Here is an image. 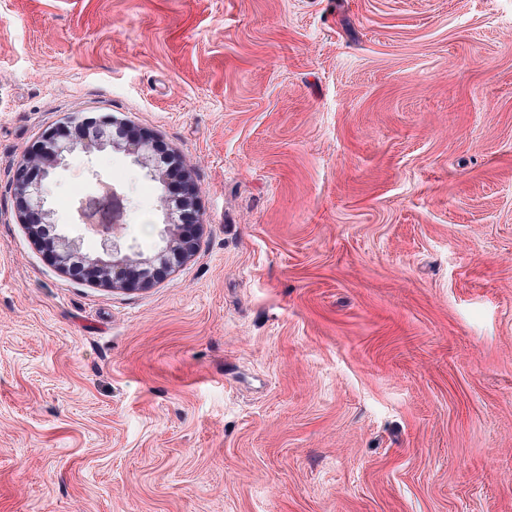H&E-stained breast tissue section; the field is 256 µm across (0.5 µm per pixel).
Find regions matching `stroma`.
I'll return each mask as SVG.
<instances>
[{
	"label": "stroma",
	"mask_w": 512,
	"mask_h": 512,
	"mask_svg": "<svg viewBox=\"0 0 512 512\" xmlns=\"http://www.w3.org/2000/svg\"><path fill=\"white\" fill-rule=\"evenodd\" d=\"M112 115L189 166L194 255L62 273L13 174ZM122 251L160 244L121 151ZM0 512H512V0H0Z\"/></svg>",
	"instance_id": "1"
}]
</instances>
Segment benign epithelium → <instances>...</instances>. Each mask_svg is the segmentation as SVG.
I'll use <instances>...</instances> for the list:
<instances>
[{
    "instance_id": "7a95c632",
    "label": "benign epithelium",
    "mask_w": 512,
    "mask_h": 512,
    "mask_svg": "<svg viewBox=\"0 0 512 512\" xmlns=\"http://www.w3.org/2000/svg\"><path fill=\"white\" fill-rule=\"evenodd\" d=\"M123 151L147 169L163 186L161 210L165 215L163 246L150 256L142 252L121 253L109 245L115 226L100 223L98 203L117 200V192L99 182L101 195L81 203L78 212L96 233L102 235L103 254L84 257L81 278L112 286L114 289L148 288L175 262L189 259L196 250L200 221L196 212L197 188L186 163L164 149L150 131L133 127L114 116L71 120L42 136L28 150L14 175V195L20 223L29 237L48 252L64 272H72V259L81 254L76 240L62 234L46 239V228L53 224L47 205V183L54 170L77 150L91 152L106 148Z\"/></svg>"
}]
</instances>
